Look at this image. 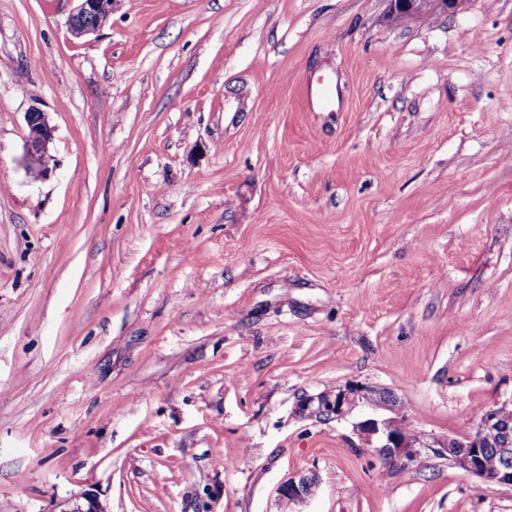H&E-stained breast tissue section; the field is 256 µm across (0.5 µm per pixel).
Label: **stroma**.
<instances>
[{"instance_id":"obj_1","label":"stroma","mask_w":512,"mask_h":512,"mask_svg":"<svg viewBox=\"0 0 512 512\" xmlns=\"http://www.w3.org/2000/svg\"><path fill=\"white\" fill-rule=\"evenodd\" d=\"M73 8L0 0V512H512L434 451L512 402V0ZM348 383L417 460L301 412ZM79 2L69 20L71 33L81 38L97 31L112 14L115 0H76ZM390 2L393 12L411 15L421 12L431 2L437 3L444 11L450 13L458 0H390ZM26 124L29 130L26 142L25 158L29 163H38L52 140L53 129L49 126L44 112L32 110L26 114ZM408 426L404 416H374L357 422L354 428L366 447L372 448L380 458L390 463L407 465L427 448L420 437H412L419 433L417 427L413 428L409 423ZM316 483L313 476L290 477L279 486V500L281 503L286 502L285 509L288 508L289 503L302 502L313 494Z\"/></svg>"}]
</instances>
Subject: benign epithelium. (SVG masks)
I'll return each mask as SVG.
<instances>
[{
    "label": "benign epithelium",
    "instance_id": "obj_1",
    "mask_svg": "<svg viewBox=\"0 0 512 512\" xmlns=\"http://www.w3.org/2000/svg\"><path fill=\"white\" fill-rule=\"evenodd\" d=\"M78 6L69 20L71 33L81 38L97 31L112 14L114 0H77ZM392 11L411 15L419 13L434 2L443 10L452 12L458 0H390ZM29 130L25 158L34 164L52 140L53 129L45 114L37 109L26 113ZM301 406L310 413L328 421H340L360 406L386 409L393 415L374 416L355 424V430L366 447L380 458L395 464L407 465L416 460L428 444L414 438L408 431L406 418L394 415L397 400L385 391L368 386L347 384L336 392L308 396ZM448 460L484 484L512 486V404H494L486 407L475 419L472 432L450 437L442 445ZM495 449L500 465L490 470L485 464L488 449ZM316 486L313 476L288 478L279 486L280 502L299 503L310 497ZM83 502L67 501L57 506V512H102L103 503L94 494L82 495Z\"/></svg>",
    "mask_w": 512,
    "mask_h": 512
}]
</instances>
